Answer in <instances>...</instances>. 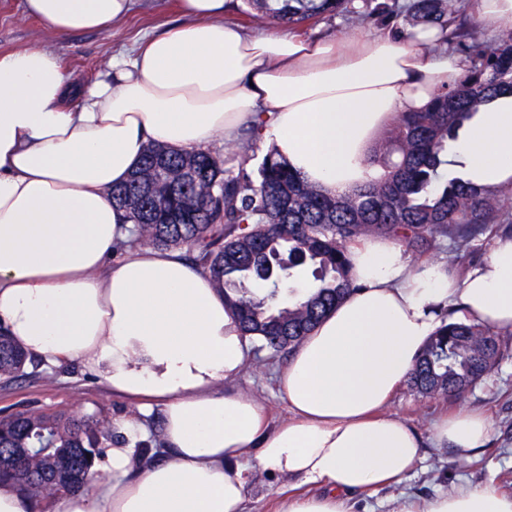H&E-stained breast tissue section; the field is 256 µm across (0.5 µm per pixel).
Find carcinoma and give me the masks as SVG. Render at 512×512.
Returning a JSON list of instances; mask_svg holds the SVG:
<instances>
[{
    "label": "carcinoma",
    "mask_w": 512,
    "mask_h": 512,
    "mask_svg": "<svg viewBox=\"0 0 512 512\" xmlns=\"http://www.w3.org/2000/svg\"><path fill=\"white\" fill-rule=\"evenodd\" d=\"M264 18L293 27L321 14L356 12L355 0H251ZM409 27L448 29L453 0H408L400 9ZM472 76L437 95L424 112L395 121L392 153L401 161L384 182L332 195L308 184L270 152L259 180L225 167L206 151L148 148L129 178L112 186V204L134 224L131 243L156 248L184 247L224 288L227 304L242 328L258 335L275 357L291 351L350 291L346 244L366 233L384 235L424 252L449 238L464 257L478 235L495 227L512 230L500 199L466 182L441 181L448 140L458 123L500 91L512 92V31L493 49L476 47ZM288 263L284 274L309 271L316 290L297 302L277 301L279 279L266 280L268 262ZM269 288L256 301L247 286ZM499 334L489 327L450 323L432 337L410 383L423 394L450 402L462 399L495 364ZM29 366L25 351L0 327V380L12 382ZM112 423L66 409L26 410L0 419V484L12 483L38 502L84 488L80 476L94 474L104 443H112ZM12 448H29L21 465Z\"/></svg>",
    "instance_id": "1"
}]
</instances>
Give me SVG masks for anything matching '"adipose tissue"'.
<instances>
[{"mask_svg": "<svg viewBox=\"0 0 512 512\" xmlns=\"http://www.w3.org/2000/svg\"><path fill=\"white\" fill-rule=\"evenodd\" d=\"M227 0H179L182 23L80 85L60 54H0V325L44 364L79 362L139 410L161 409L162 446L135 462L142 427L116 419L85 491L51 512H247L250 475L288 479L278 512H352L353 497L401 483L425 444L466 459L489 445L488 415L463 409L429 439L385 412L446 323L512 331V236L462 273L411 265L396 241L346 246L352 289L294 348L276 379L286 419L234 381L253 337L183 249L128 245L109 191L152 144L226 149L244 129L309 184L345 194L385 179L376 152L400 113L421 112L470 71L435 33L358 29L314 41L252 34ZM132 0H24L60 35L107 31ZM448 167L496 194L512 189V94L470 113ZM393 512H512V494L462 483Z\"/></svg>", "mask_w": 512, "mask_h": 512, "instance_id": "adipose-tissue-1", "label": "adipose tissue"}]
</instances>
